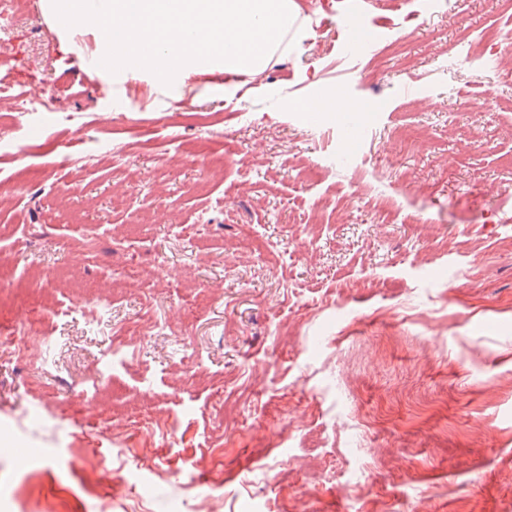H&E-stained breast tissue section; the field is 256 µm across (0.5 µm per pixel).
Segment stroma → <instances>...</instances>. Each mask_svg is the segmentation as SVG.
Here are the masks:
<instances>
[{
    "label": "stroma",
    "instance_id": "obj_1",
    "mask_svg": "<svg viewBox=\"0 0 512 512\" xmlns=\"http://www.w3.org/2000/svg\"><path fill=\"white\" fill-rule=\"evenodd\" d=\"M298 2L245 85L0 33L51 97L0 126V512H512V53L446 59L512 9L362 0L379 57ZM351 101L347 97H344L342 94H331L327 97L317 99V100H304L300 103V108L304 112H322L317 110H311L312 108H320L325 112H336L340 110H344L351 106Z\"/></svg>",
    "mask_w": 512,
    "mask_h": 512
}]
</instances>
